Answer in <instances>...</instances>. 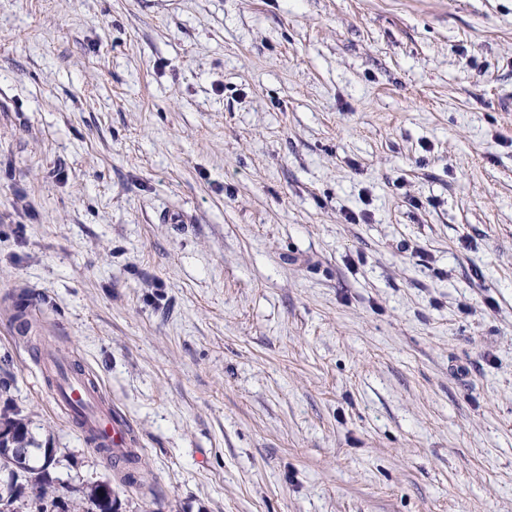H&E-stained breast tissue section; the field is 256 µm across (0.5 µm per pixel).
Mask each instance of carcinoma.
<instances>
[{
  "label": "carcinoma",
  "mask_w": 512,
  "mask_h": 512,
  "mask_svg": "<svg viewBox=\"0 0 512 512\" xmlns=\"http://www.w3.org/2000/svg\"><path fill=\"white\" fill-rule=\"evenodd\" d=\"M9 391L10 381L0 378V396L4 398L0 408V433L12 436L14 446L21 452L16 457V466L5 469L7 482L3 484L0 499L8 498L11 506L8 512H18L15 503L22 501L29 492L35 512L63 510L65 505L58 495L56 480L51 477V470L56 466V449L35 446L27 423L21 418V410L8 397ZM87 500L95 512H115L112 488L104 482L91 487Z\"/></svg>",
  "instance_id": "cac0c4a2"
}]
</instances>
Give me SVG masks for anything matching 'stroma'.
I'll use <instances>...</instances> for the list:
<instances>
[{"instance_id": "obj_1", "label": "stroma", "mask_w": 512, "mask_h": 512, "mask_svg": "<svg viewBox=\"0 0 512 512\" xmlns=\"http://www.w3.org/2000/svg\"><path fill=\"white\" fill-rule=\"evenodd\" d=\"M1 376L67 502L512 512V0H0ZM53 395L57 400H70L73 403L83 402V431H92L101 436L108 448L95 447L96 451L106 459L116 464L117 460L111 458L110 448L116 453L131 448L130 426L125 421L112 415V408L108 404L99 401V388L97 393L88 389L84 376L73 372L66 374V379L61 380L53 389ZM87 500L92 506V512H115L112 501V487L107 483H98L91 487ZM93 508L95 511H93Z\"/></svg>"}]
</instances>
